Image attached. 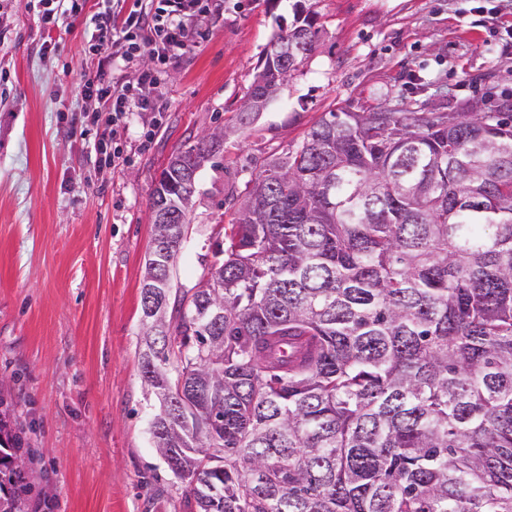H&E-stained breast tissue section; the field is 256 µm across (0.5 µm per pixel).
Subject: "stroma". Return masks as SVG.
Here are the masks:
<instances>
[{
    "mask_svg": "<svg viewBox=\"0 0 512 512\" xmlns=\"http://www.w3.org/2000/svg\"><path fill=\"white\" fill-rule=\"evenodd\" d=\"M304 1L316 48L250 125L239 108L297 0H224L223 15L200 16V48L156 91L162 117L130 115L127 161L112 169L97 152L110 126L73 122L97 107L81 94L83 41L40 23V0H0V394L29 448L25 512H190L155 451L159 402L139 363L149 199L175 150L225 132L224 167L200 172L177 261L186 292L265 159L296 149L324 112L512 101V14L499 0Z\"/></svg>",
    "mask_w": 512,
    "mask_h": 512,
    "instance_id": "35a3bbf8",
    "label": "stroma"
}]
</instances>
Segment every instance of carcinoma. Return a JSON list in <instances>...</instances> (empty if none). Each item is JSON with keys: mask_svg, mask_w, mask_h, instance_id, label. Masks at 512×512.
<instances>
[{"mask_svg": "<svg viewBox=\"0 0 512 512\" xmlns=\"http://www.w3.org/2000/svg\"><path fill=\"white\" fill-rule=\"evenodd\" d=\"M309 11L239 108L315 50ZM224 131L173 153L150 201L172 262L142 322L156 452L191 512H512V112L322 116L263 164L213 285L173 292L197 176ZM0 416V512H22Z\"/></svg>", "mask_w": 512, "mask_h": 512, "instance_id": "1", "label": "carcinoma"}]
</instances>
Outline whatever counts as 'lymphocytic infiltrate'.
<instances>
[{
  "label": "lymphocytic infiltrate",
  "mask_w": 512,
  "mask_h": 512,
  "mask_svg": "<svg viewBox=\"0 0 512 512\" xmlns=\"http://www.w3.org/2000/svg\"><path fill=\"white\" fill-rule=\"evenodd\" d=\"M90 0H44L40 20L46 24L89 17L93 28L88 45L97 64L84 80L83 91L96 98L113 129H125L130 113L156 109L154 92L163 69L175 66L198 42L194 21L203 13L221 10L219 0H99L87 13ZM134 78H126L128 67Z\"/></svg>",
  "instance_id": "1"
}]
</instances>
